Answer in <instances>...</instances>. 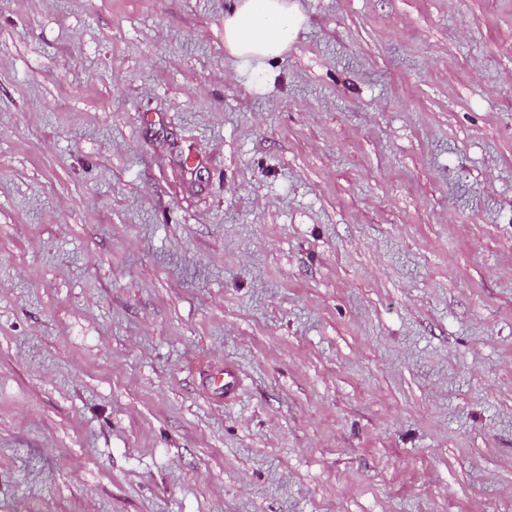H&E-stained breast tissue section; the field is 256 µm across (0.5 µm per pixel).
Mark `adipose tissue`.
<instances>
[{"mask_svg": "<svg viewBox=\"0 0 512 512\" xmlns=\"http://www.w3.org/2000/svg\"><path fill=\"white\" fill-rule=\"evenodd\" d=\"M302 22L292 0H235L224 16V44L237 57L275 58L294 42Z\"/></svg>", "mask_w": 512, "mask_h": 512, "instance_id": "ef3b65f1", "label": "adipose tissue"}]
</instances>
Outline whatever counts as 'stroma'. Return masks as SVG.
<instances>
[{"label": "stroma", "instance_id": "stroma-1", "mask_svg": "<svg viewBox=\"0 0 512 512\" xmlns=\"http://www.w3.org/2000/svg\"><path fill=\"white\" fill-rule=\"evenodd\" d=\"M233 2L0 0V512H512V0ZM224 15V44L246 59L278 57L294 42L303 16L288 0H234Z\"/></svg>", "mask_w": 512, "mask_h": 512}]
</instances>
